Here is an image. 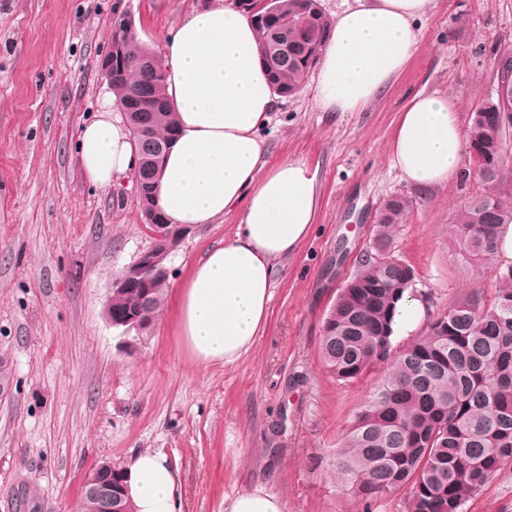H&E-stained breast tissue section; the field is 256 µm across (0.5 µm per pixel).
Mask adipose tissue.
I'll list each match as a JSON object with an SVG mask.
<instances>
[{
    "instance_id": "obj_1",
    "label": "adipose tissue",
    "mask_w": 512,
    "mask_h": 512,
    "mask_svg": "<svg viewBox=\"0 0 512 512\" xmlns=\"http://www.w3.org/2000/svg\"><path fill=\"white\" fill-rule=\"evenodd\" d=\"M431 0H354L338 13L318 61L315 101L323 112H359L404 71L420 41ZM165 90L177 133L159 178L156 204L169 223L198 227L230 210L235 234L209 247L181 285L177 330L198 366L231 364L255 344L267 320L276 260L295 253L318 210L306 165L286 160L264 170L261 131L276 106L260 59L259 34L224 0L185 14L163 45ZM105 95L84 125L79 156L101 187L134 171L138 147ZM465 148L456 104L421 92L396 122L389 164L402 181L427 191L453 177ZM134 512H181L179 472L158 451L135 454L124 467Z\"/></svg>"
}]
</instances>
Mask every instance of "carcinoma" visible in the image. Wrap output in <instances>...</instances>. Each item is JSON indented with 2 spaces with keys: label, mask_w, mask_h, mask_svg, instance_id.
I'll use <instances>...</instances> for the list:
<instances>
[{
  "label": "carcinoma",
  "mask_w": 512,
  "mask_h": 512,
  "mask_svg": "<svg viewBox=\"0 0 512 512\" xmlns=\"http://www.w3.org/2000/svg\"><path fill=\"white\" fill-rule=\"evenodd\" d=\"M313 7L314 0H278L275 27L257 24L273 88L292 96L311 65L305 59L282 61L270 47L311 17L322 39L309 54L318 55L330 22ZM112 46L125 66L112 80V92L120 103L149 95L146 120L154 139L165 141L175 134V117L165 97L163 66L135 33L112 38ZM511 145V97L496 96L472 111L466 148L480 153L473 166L484 185L499 183ZM408 208L401 198L386 202L383 231L353 276L358 287L342 289L322 324L321 359L337 381L351 383L384 369L330 467L367 503L402 492L407 512H464L496 473L512 467V269L495 271L501 287L493 297L475 294L456 303L429 322L424 336L393 350L397 307L412 284L395 263L386 229L404 223ZM511 223L512 199L485 193L467 202L456 235L465 252L489 258L500 225ZM165 299L166 283L158 281L146 303L136 291L117 292L112 312L146 306L155 316ZM112 484L121 512H133L123 468L112 470Z\"/></svg>",
  "instance_id": "1"
}]
</instances>
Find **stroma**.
<instances>
[{
  "label": "stroma",
  "instance_id": "35a3bbf8",
  "mask_svg": "<svg viewBox=\"0 0 512 512\" xmlns=\"http://www.w3.org/2000/svg\"><path fill=\"white\" fill-rule=\"evenodd\" d=\"M206 2L0 0V512H76L89 470L146 449L178 469L181 512H224L225 499L258 487L285 512H406L400 493L359 502L328 464L373 381L344 385L325 372L322 320L395 196L409 213L392 249L415 268L412 296L427 316L497 288L492 262L472 259L453 233L468 198L485 191L471 159L426 193L389 165L414 94L448 95L469 124L495 94V52L512 53V0H433L406 69L363 111H320L312 77L278 99L262 132L266 165L305 163L319 208L299 250L274 264L255 347L202 368L177 336L178 287L234 235L237 211L199 225L169 257L167 303L149 333L112 325L114 278L150 240L131 176L100 188L84 175L79 129L108 91L99 62L114 18L130 15L158 54ZM464 512H512V468Z\"/></svg>",
  "mask_w": 512,
  "mask_h": 512
}]
</instances>
